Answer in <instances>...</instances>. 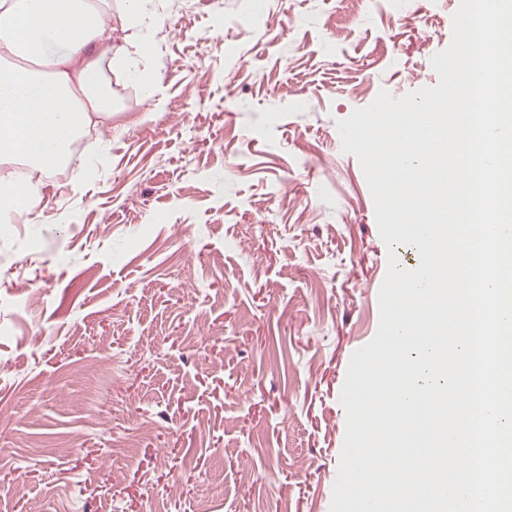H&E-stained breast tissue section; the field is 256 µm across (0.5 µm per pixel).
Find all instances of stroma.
Masks as SVG:
<instances>
[{
	"mask_svg": "<svg viewBox=\"0 0 512 512\" xmlns=\"http://www.w3.org/2000/svg\"><path fill=\"white\" fill-rule=\"evenodd\" d=\"M459 2L170 0L153 99L112 69L0 224V512H329L388 251L337 123L436 85Z\"/></svg>",
	"mask_w": 512,
	"mask_h": 512,
	"instance_id": "obj_1",
	"label": "stroma"
}]
</instances>
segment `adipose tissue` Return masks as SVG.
<instances>
[{
  "mask_svg": "<svg viewBox=\"0 0 512 512\" xmlns=\"http://www.w3.org/2000/svg\"><path fill=\"white\" fill-rule=\"evenodd\" d=\"M103 2L0 0V209L25 223L42 214V185H18L9 164L20 157L48 174L67 162L71 144L104 112L94 93L102 61L118 62L154 93L139 58L116 47ZM163 9L164 0H116L136 36L158 26Z\"/></svg>",
  "mask_w": 512,
  "mask_h": 512,
  "instance_id": "obj_1",
  "label": "adipose tissue"
}]
</instances>
